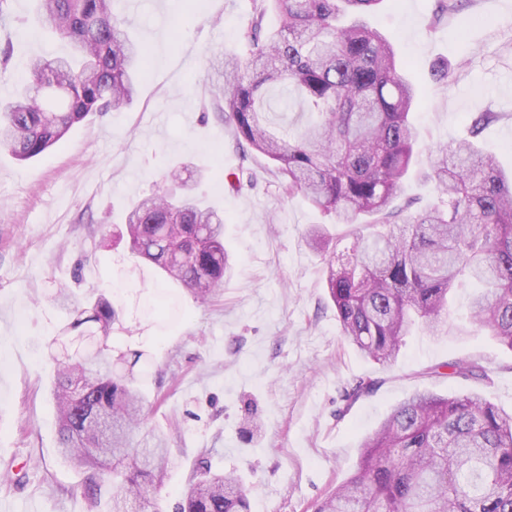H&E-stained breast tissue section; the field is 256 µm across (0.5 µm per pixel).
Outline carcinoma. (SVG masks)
I'll list each match as a JSON object with an SVG mask.
<instances>
[{"instance_id": "cac0c4a2", "label": "carcinoma", "mask_w": 512, "mask_h": 512, "mask_svg": "<svg viewBox=\"0 0 512 512\" xmlns=\"http://www.w3.org/2000/svg\"><path fill=\"white\" fill-rule=\"evenodd\" d=\"M382 0H252L241 30L247 57L219 51L206 84L238 148L268 158L279 192L302 195L325 215L355 227L351 255L336 263L326 228L306 242L323 257L326 288L345 340L380 365L396 360L413 327L439 335L448 297L476 286L472 321L512 350V174L472 139L496 119L478 113L468 137L445 148L423 173L437 201L409 214L399 207L419 132L411 122L417 86L399 72L393 44L367 18ZM279 20L266 26L267 14ZM33 29L66 41L69 52L30 61L28 83L0 102V148L20 162L43 155L94 112L128 107L137 94L143 46L114 11V0H36ZM291 86L314 119L296 130L271 127L268 92ZM201 171L174 165L171 189L131 202L124 214L130 251L202 303L234 269L224 250V215L194 193ZM69 330L102 336L97 354L53 361L51 396L59 455L91 470L84 494L107 512H163L159 493L172 466L165 434L145 423L134 375L111 369L108 337L117 309L104 293L82 306ZM486 380L476 361L458 358L432 374ZM375 381L345 389L354 402ZM358 470L313 505V512H512V413L476 393L418 391L394 405L364 437ZM173 512H249L245 488L208 462Z\"/></svg>"}]
</instances>
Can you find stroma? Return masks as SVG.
<instances>
[{
    "label": "stroma",
    "instance_id": "stroma-1",
    "mask_svg": "<svg viewBox=\"0 0 512 512\" xmlns=\"http://www.w3.org/2000/svg\"><path fill=\"white\" fill-rule=\"evenodd\" d=\"M34 0H7L0 47L9 72L0 98L28 79L31 58L67 53L65 41L28 28ZM251 0H135L129 33L145 48L147 76L130 106L92 114L39 158L21 163L0 150V512H98L83 493L85 472L63 463L50 386V342L72 317L55 304L58 289L76 299L97 289L123 312L110 343L119 372L134 371L148 397L147 422L174 455L163 506L182 500L200 461L241 476L251 512H311L351 475L362 438L391 407L415 392L481 394L512 412V350L468 319L470 288L448 303V331L408 336L396 363L362 358L345 340L323 280L322 256L305 241L314 224L341 243L347 225L299 195L282 197L272 163L237 149L229 128L202 109L213 51L244 52L240 31ZM438 0H384L370 17L395 45L404 75L422 89L421 128L405 199L433 203L423 178L440 149L465 137L475 115L495 121L477 139L512 172V0H462L437 17ZM447 63L448 81L431 82ZM204 168L195 192L224 213V245L233 276L209 303L132 256L111 233L128 204L162 187L173 162ZM252 173L234 192L230 173ZM141 352L128 367L132 352ZM467 357L485 381L430 374ZM374 391L345 404L357 377ZM258 426L245 435L243 419Z\"/></svg>",
    "mask_w": 512,
    "mask_h": 512
}]
</instances>
